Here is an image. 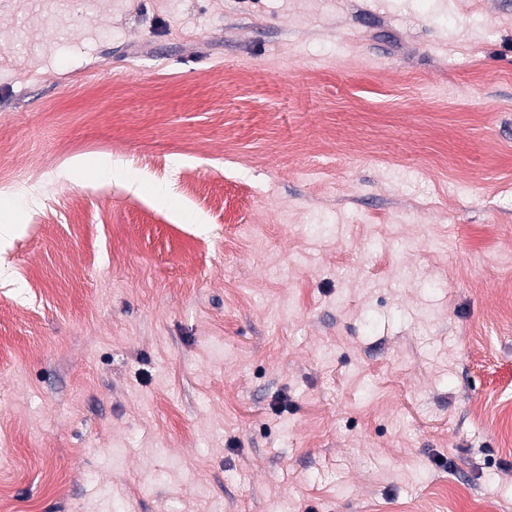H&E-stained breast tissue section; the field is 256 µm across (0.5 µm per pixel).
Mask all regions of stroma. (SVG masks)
Instances as JSON below:
<instances>
[{"instance_id":"35a3bbf8","label":"stroma","mask_w":512,"mask_h":512,"mask_svg":"<svg viewBox=\"0 0 512 512\" xmlns=\"http://www.w3.org/2000/svg\"><path fill=\"white\" fill-rule=\"evenodd\" d=\"M0 128L70 153L0 191L6 512H512V0H0Z\"/></svg>"}]
</instances>
